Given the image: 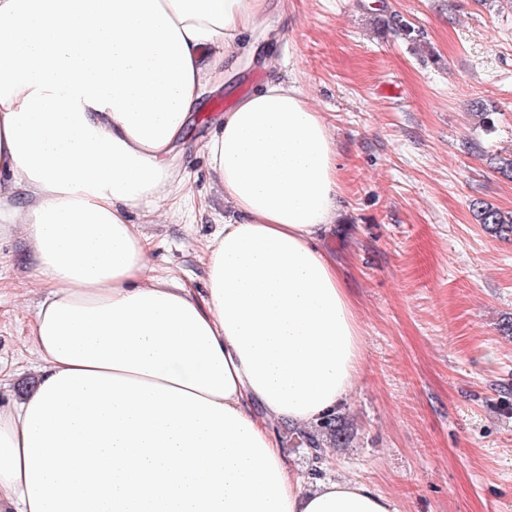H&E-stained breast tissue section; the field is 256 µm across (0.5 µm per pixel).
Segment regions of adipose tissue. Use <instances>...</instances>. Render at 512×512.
Returning <instances> with one entry per match:
<instances>
[{
    "mask_svg": "<svg viewBox=\"0 0 512 512\" xmlns=\"http://www.w3.org/2000/svg\"><path fill=\"white\" fill-rule=\"evenodd\" d=\"M278 0H0V240L37 258V378L0 404V512H396L301 477L276 425L353 390L362 334L316 239L341 194L320 112L269 78L200 151L238 213L203 294L149 273L131 210L179 216L177 148Z\"/></svg>",
    "mask_w": 512,
    "mask_h": 512,
    "instance_id": "1",
    "label": "adipose tissue"
}]
</instances>
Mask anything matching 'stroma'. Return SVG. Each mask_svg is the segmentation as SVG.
<instances>
[{
    "label": "stroma",
    "mask_w": 512,
    "mask_h": 512,
    "mask_svg": "<svg viewBox=\"0 0 512 512\" xmlns=\"http://www.w3.org/2000/svg\"><path fill=\"white\" fill-rule=\"evenodd\" d=\"M273 25L268 58L296 75L335 145L342 194L322 246L362 329L359 380L338 409L347 438L321 468L397 512H512V241L473 211H512V179L491 163L512 152V0H288ZM269 76L258 60L208 95L181 146L180 175L205 210L184 224L132 211L156 272L204 287V243L230 210L199 143ZM36 266L23 236L0 244L1 401L34 378L21 352Z\"/></svg>",
    "instance_id": "stroma-1"
}]
</instances>
